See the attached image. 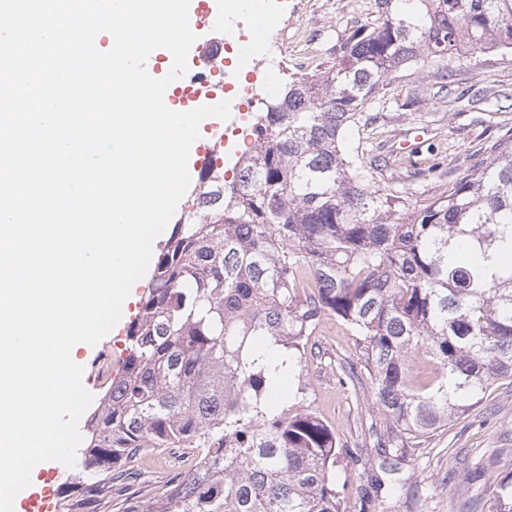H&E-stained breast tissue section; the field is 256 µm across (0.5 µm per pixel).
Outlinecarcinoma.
Instances as JSON below:
<instances>
[{
  "label": "carcinoma",
  "mask_w": 512,
  "mask_h": 512,
  "mask_svg": "<svg viewBox=\"0 0 512 512\" xmlns=\"http://www.w3.org/2000/svg\"><path fill=\"white\" fill-rule=\"evenodd\" d=\"M338 61L286 81L246 127L251 146L213 155L154 263L127 328V356L83 426L75 479L100 497L148 451L185 448L199 467L117 512H347L336 489L346 444L304 388L274 404L279 365L301 367L335 317L350 329L386 425L404 453L512 380V134L442 192L411 200L359 172L347 129L384 82L414 65L456 66L512 51V0H375ZM466 242L470 259L452 256ZM419 357L436 373L411 375ZM512 512V477L492 486Z\"/></svg>",
  "instance_id": "carcinoma-1"
}]
</instances>
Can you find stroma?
I'll return each instance as SVG.
<instances>
[{"instance_id": "1", "label": "stroma", "mask_w": 512, "mask_h": 512, "mask_svg": "<svg viewBox=\"0 0 512 512\" xmlns=\"http://www.w3.org/2000/svg\"><path fill=\"white\" fill-rule=\"evenodd\" d=\"M375 13L374 0H278L266 38L276 44L272 63L280 79L331 65L345 39ZM428 83L416 68L402 69L367 106L376 124L353 131L347 145L358 150L364 167L382 166L384 180L431 197L440 194V181L462 178L512 131V54L488 52L462 65L445 95H434ZM406 139L419 140L415 153L402 150ZM431 166L443 180L425 176ZM148 283L145 277L134 283L119 322L98 346L77 350L78 364L99 348L120 367L127 326ZM316 342L320 356L304 358L301 376H289L283 389L292 394L305 381L320 415L351 446L341 472L348 512H459L464 500L475 512H490L487 486L512 474L511 380L497 381L480 404L426 442L386 455L374 446L384 417L373 405L370 382L341 383L342 364L359 358L350 331L329 317Z\"/></svg>"}]
</instances>
